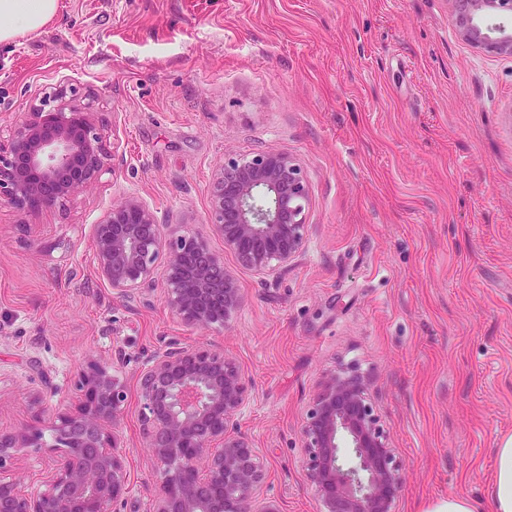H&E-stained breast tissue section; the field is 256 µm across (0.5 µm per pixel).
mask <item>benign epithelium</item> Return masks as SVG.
Masks as SVG:
<instances>
[{
    "label": "benign epithelium",
    "mask_w": 512,
    "mask_h": 512,
    "mask_svg": "<svg viewBox=\"0 0 512 512\" xmlns=\"http://www.w3.org/2000/svg\"><path fill=\"white\" fill-rule=\"evenodd\" d=\"M459 36L476 48L512 56V0H452ZM107 147L95 132L92 105L77 106L60 89L10 127L0 150V204L20 212L63 205L107 173ZM309 187L286 155L257 151L224 156L210 191V227L224 249L259 275L288 266L305 241ZM168 234H163L162 229ZM97 275L124 298L161 284L167 307L201 329L224 326L241 303L240 288L202 233L162 225L140 197L115 203L94 225ZM141 431L162 469L146 512H281L260 497L266 471L241 430L248 401L245 374L224 351L175 342L156 351L137 375ZM80 400L28 430L0 432V469L53 436L43 488L25 492L0 475V512H112L128 493L126 448L117 435L127 393L104 366L80 375ZM356 372L327 376L301 433L304 466L320 512H395L403 468ZM352 449L354 464L340 461Z\"/></svg>",
    "instance_id": "obj_1"
}]
</instances>
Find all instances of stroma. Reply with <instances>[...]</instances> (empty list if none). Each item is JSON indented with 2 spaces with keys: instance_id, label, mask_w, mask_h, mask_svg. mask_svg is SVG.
<instances>
[{
  "instance_id": "1",
  "label": "stroma",
  "mask_w": 512,
  "mask_h": 512,
  "mask_svg": "<svg viewBox=\"0 0 512 512\" xmlns=\"http://www.w3.org/2000/svg\"><path fill=\"white\" fill-rule=\"evenodd\" d=\"M92 102L109 174L65 205H0V431L74 407L78 377L118 364L129 493L158 466L142 441L141 364L164 343L226 350L248 381L241 427L283 512H318L301 431L343 370L370 398L406 479L396 512L448 496L486 504L512 436V56L456 30L452 0H59L0 44V142L54 88ZM288 155L309 186L302 251L272 275L240 265L208 223L226 154ZM204 232L241 291L223 328L126 301L101 283L93 226L128 194ZM0 473L39 489L45 444Z\"/></svg>"
}]
</instances>
